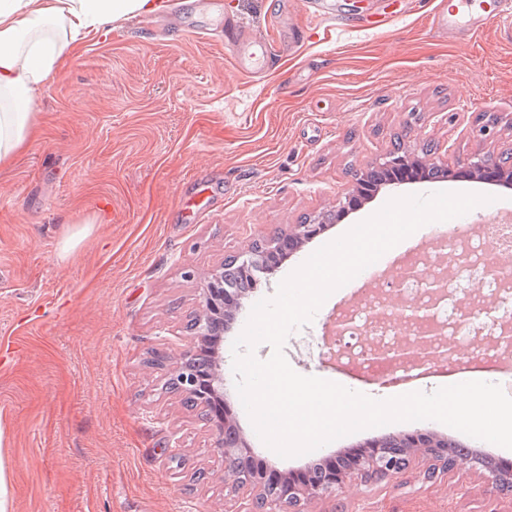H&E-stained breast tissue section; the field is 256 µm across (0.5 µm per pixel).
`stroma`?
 <instances>
[{
	"mask_svg": "<svg viewBox=\"0 0 512 512\" xmlns=\"http://www.w3.org/2000/svg\"><path fill=\"white\" fill-rule=\"evenodd\" d=\"M194 0L88 33L43 87L39 134L0 168V472L7 512H240L249 487L226 476L209 429L163 390L152 351L180 352L200 310L204 277L225 257L333 209L352 175L395 144L436 147L456 163L512 149V39L491 12L447 29L448 0ZM259 28L272 46L261 73L233 65L221 18ZM442 191L494 202L444 223L463 241L512 217V190L443 181ZM374 201L307 243L256 285L223 335V400L255 461L287 472L388 434H432L512 460V450L436 421L359 431L282 458L256 434L235 388L232 343L253 305L273 297L307 254L377 212ZM408 259L387 258L333 292L293 331L285 356L299 374L335 380L322 363L333 320ZM417 457L394 478L311 500L307 512H512L484 467L431 479Z\"/></svg>",
	"mask_w": 512,
	"mask_h": 512,
	"instance_id": "obj_1",
	"label": "stroma"
}]
</instances>
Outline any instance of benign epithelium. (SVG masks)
I'll return each mask as SVG.
<instances>
[{
	"label": "benign epithelium",
	"mask_w": 512,
	"mask_h": 512,
	"mask_svg": "<svg viewBox=\"0 0 512 512\" xmlns=\"http://www.w3.org/2000/svg\"><path fill=\"white\" fill-rule=\"evenodd\" d=\"M431 170L439 172L443 180L455 181L471 179L478 182L490 181L500 187H512V152L498 155L477 151L465 161L449 165L436 152H427L421 156L412 154L402 146L389 150L383 157L371 165L369 172L381 176L376 188L365 189L363 177L354 174V181L343 200L336 204L335 217H322L308 220L300 224L289 225L288 231L267 239V245L290 253L298 252L309 241L321 234L329 222L338 223L362 209L370 203L383 188L398 189L403 185L418 182ZM239 269L246 275L254 276L259 272L273 274L278 265L263 266L256 258V252L250 248L235 255ZM224 266L212 270L201 288L203 313L186 326V332L192 342H200L204 338V330L214 301L224 299V314L232 319L239 313L241 296L223 290ZM391 316L404 322H415L427 326L426 335L419 337L421 347H428L439 331L431 325L432 315L429 305H402L391 309ZM213 343L212 362L209 376L203 380L183 377L179 391L185 395L198 393L201 404L200 419L211 426L215 448L224 458L237 463H244L250 456L242 440L238 426L233 418L230 407L224 408V419L217 422L211 419L206 408L208 397L221 394L224 383V357L219 345L221 337L211 339ZM194 348L190 347L176 356L154 352L152 357L169 367L170 374L181 372L183 364L193 356ZM382 359L393 365H409L412 358L405 346L394 347L381 353ZM444 441L427 434H408L404 436H384L366 443L373 452L347 464L342 459L334 460V465L319 480L302 483L290 476L272 484H258L255 494L250 498L246 512H305L307 502L316 497L334 496L348 488L371 481L382 480L399 473L409 463V458L417 448H441Z\"/></svg>",
	"instance_id": "1"
}]
</instances>
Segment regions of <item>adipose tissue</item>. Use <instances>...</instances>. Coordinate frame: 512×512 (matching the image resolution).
I'll return each instance as SVG.
<instances>
[{
  "mask_svg": "<svg viewBox=\"0 0 512 512\" xmlns=\"http://www.w3.org/2000/svg\"><path fill=\"white\" fill-rule=\"evenodd\" d=\"M167 7V0H0V167L35 131L38 94L83 33Z\"/></svg>",
  "mask_w": 512,
  "mask_h": 512,
  "instance_id": "ef3b65f1",
  "label": "adipose tissue"
}]
</instances>
